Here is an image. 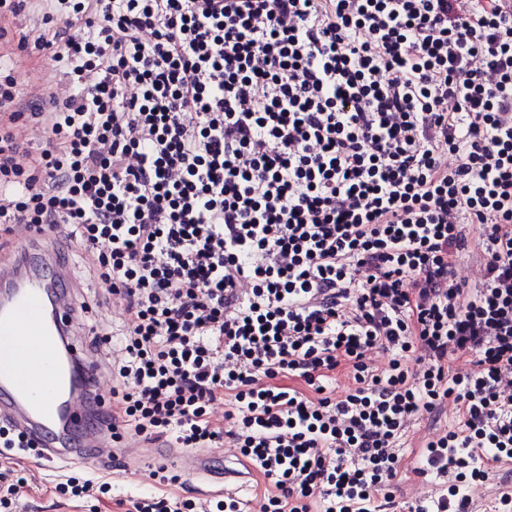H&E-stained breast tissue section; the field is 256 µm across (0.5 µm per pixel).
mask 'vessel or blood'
Returning <instances> with one entry per match:
<instances>
[{"mask_svg": "<svg viewBox=\"0 0 512 512\" xmlns=\"http://www.w3.org/2000/svg\"><path fill=\"white\" fill-rule=\"evenodd\" d=\"M60 238L40 234L13 256H0V420L39 443L49 463L153 456L212 474L208 455L183 456L161 439H117L103 365L75 323L78 285L54 249Z\"/></svg>", "mask_w": 512, "mask_h": 512, "instance_id": "vessel-or-blood-1", "label": "vessel or blood"}]
</instances>
